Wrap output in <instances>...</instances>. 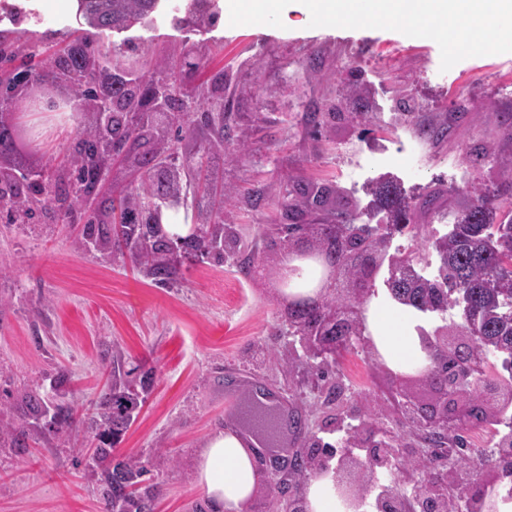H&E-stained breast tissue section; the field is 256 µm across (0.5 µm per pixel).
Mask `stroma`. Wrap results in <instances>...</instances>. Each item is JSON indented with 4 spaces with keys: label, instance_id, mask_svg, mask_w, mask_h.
I'll list each match as a JSON object with an SVG mask.
<instances>
[{
    "label": "stroma",
    "instance_id": "stroma-1",
    "mask_svg": "<svg viewBox=\"0 0 512 512\" xmlns=\"http://www.w3.org/2000/svg\"><path fill=\"white\" fill-rule=\"evenodd\" d=\"M37 11L26 42L37 67L50 66L70 42L76 12L68 0H22ZM290 13L284 27L230 26L226 5L208 25L176 26L168 15L127 32L85 33L111 51L114 64L162 72L191 57L201 70L183 71V88L203 99L205 82L225 72L224 109L230 126L223 148L208 157L223 183L224 221L238 232L241 256L261 255L265 228L281 221L288 186H329L356 207L361 222L386 223L372 204L371 186L392 182L411 205L431 192L440 208L432 230L452 224L473 189L491 190L503 168L477 160L487 149L512 157V53L470 57L441 71L437 43L388 29L334 31ZM361 87L349 96L346 85ZM319 111L320 127L307 124ZM0 121L16 141L24 169L53 178L74 154L76 131L96 121L66 76L27 84L0 106ZM444 123L432 142L420 127ZM73 221L35 209L30 219L0 218V512H103V467H90L98 404L112 387V361L151 371V388L135 421L112 450L115 458L148 465L153 512H211L195 479L200 448L225 430V365L254 375L287 395L307 419L298 451L313 441L351 448L345 432L390 431L404 473L374 468L368 498L384 487L410 492V480L432 470L423 444L396 437L406 411L395 402L394 373L369 347L340 362L321 380L288 370L292 339L277 332L280 306L273 277L261 264L242 272L230 263L184 264L178 282L159 284L130 262L86 249ZM344 391L326 398L332 382ZM66 401L80 435L23 424L22 398Z\"/></svg>",
    "mask_w": 512,
    "mask_h": 512
}]
</instances>
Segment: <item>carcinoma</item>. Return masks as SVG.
Listing matches in <instances>:
<instances>
[{
  "mask_svg": "<svg viewBox=\"0 0 512 512\" xmlns=\"http://www.w3.org/2000/svg\"><path fill=\"white\" fill-rule=\"evenodd\" d=\"M85 23L101 32L128 29L149 23L162 0H80ZM214 0H187L184 16L173 23L201 25L210 22ZM25 46L0 37V103L7 102L22 86L41 81L46 72L27 63ZM63 74L73 79L80 94L109 113V119L90 130L77 133V150L70 167L52 188L34 180L28 188L43 196L42 208L65 220L74 216V206L94 203L93 194L101 182L108 161H118L129 170L132 180L119 196L109 200L100 215L112 221L107 231L84 225L83 236L94 240L99 251L120 256L157 283L177 281L185 262L213 260L224 263V246L233 239L230 225L215 213L211 224H195L180 238L183 254L173 257L166 244L168 236L158 219L160 203L169 195L181 194L193 186L210 194L200 183L203 159L213 146L224 142V72L216 73L208 84L209 98L189 105L176 76L154 77L145 72L112 67L110 50L99 43L75 39L55 61ZM191 140L195 154L186 157L182 169H171L178 143ZM14 167H0V212L14 213L20 187ZM301 202L286 198L282 206L292 222L274 224L270 242L276 251L264 257L270 270L284 278V256L297 245L312 253L316 260L301 266L288 281L290 288H311L305 301L288 293L294 302L286 306L288 334L298 337L303 356L299 364L324 375L330 364L353 353L365 331V306L377 294L376 281L386 272L384 284L398 304L424 314L442 317L456 311L454 333L476 337L484 353L478 381L468 377L464 362L473 355V347L456 352L443 351L437 341L442 328L426 331L423 339L424 369L433 385L448 395L467 394L471 412L452 429L450 449L430 430L411 420L420 441L432 447V453L452 456L454 465L481 467L488 462L502 471H512V424L498 429L499 422L483 414L484 402L495 392L502 396L499 415L512 420V181H506L492 195L474 190V201L457 214L449 232L424 237L436 252L438 266L430 277L415 272L420 261L413 253H389L391 231L412 226L415 235L425 231L424 224H410L415 209L397 188L378 183L374 196L389 214L386 227L357 223L354 208L335 202L326 189L301 190ZM501 359L498 371L490 357ZM112 366V391L101 396L100 407L107 429L97 434L99 444L93 459L109 462L106 470L105 512H152L151 492H139L147 468L141 461L112 462V446L128 429L143 402L141 391L149 387V372L139 380ZM57 430L79 431L80 424L71 409L63 405L53 413ZM496 428L498 451L487 453L477 448L470 454L467 432L472 428Z\"/></svg>",
  "mask_w": 512,
  "mask_h": 512,
  "instance_id": "carcinoma-1",
  "label": "carcinoma"
}]
</instances>
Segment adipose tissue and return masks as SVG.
I'll return each mask as SVG.
<instances>
[{
  "mask_svg": "<svg viewBox=\"0 0 512 512\" xmlns=\"http://www.w3.org/2000/svg\"><path fill=\"white\" fill-rule=\"evenodd\" d=\"M369 339L376 353L393 370L422 366L424 352L417 331L422 319L391 298L372 301L366 311ZM197 483L213 512H245L255 495L260 473L250 449L235 433L219 432L203 448Z\"/></svg>",
  "mask_w": 512,
  "mask_h": 512,
  "instance_id": "obj_1",
  "label": "adipose tissue"
}]
</instances>
